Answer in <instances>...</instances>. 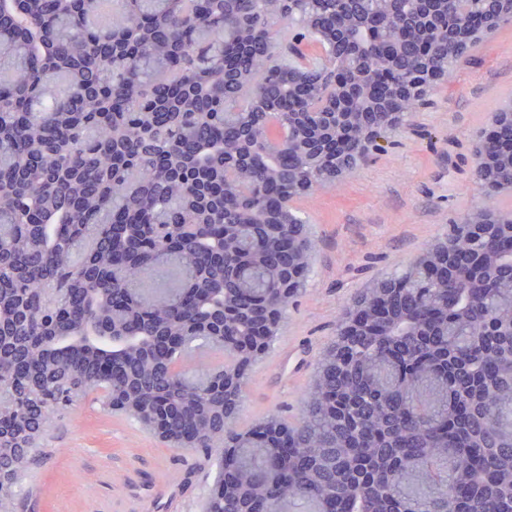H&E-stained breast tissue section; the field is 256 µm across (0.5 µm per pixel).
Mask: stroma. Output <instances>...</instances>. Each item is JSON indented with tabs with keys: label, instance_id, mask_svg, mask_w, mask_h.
<instances>
[{
	"label": "stroma",
	"instance_id": "1",
	"mask_svg": "<svg viewBox=\"0 0 512 512\" xmlns=\"http://www.w3.org/2000/svg\"><path fill=\"white\" fill-rule=\"evenodd\" d=\"M512 99V24L475 43L353 173L299 201L315 239L305 294L255 368L241 418L298 414L343 306L436 243L477 201L476 135ZM21 485L23 512H202L214 457L172 448L87 397L60 411Z\"/></svg>",
	"mask_w": 512,
	"mask_h": 512
}]
</instances>
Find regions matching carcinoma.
Listing matches in <instances>:
<instances>
[{
  "label": "carcinoma",
  "instance_id": "cac0c4a2",
  "mask_svg": "<svg viewBox=\"0 0 512 512\" xmlns=\"http://www.w3.org/2000/svg\"><path fill=\"white\" fill-rule=\"evenodd\" d=\"M403 7L452 35L489 10ZM393 24L386 0H13L0 12V371L121 393L198 449L222 438L205 512H512V334L496 327L512 317V238L477 244L468 224L512 208L477 171L478 202L436 243L440 271L419 256L377 279L345 306L299 417L238 426L310 272L298 187L354 157L344 134L306 165L288 129L338 122L333 70L363 66ZM289 52L320 80L296 88ZM421 55L447 73L465 61L446 41L405 49L380 82L386 105ZM478 144L512 153V125ZM78 325L95 344L67 339ZM198 327L207 336L173 340ZM204 348L224 364L186 370ZM43 408L47 425L57 393L21 387L0 425ZM42 454L0 447V497L15 504L18 460Z\"/></svg>",
  "mask_w": 512,
  "mask_h": 512
}]
</instances>
